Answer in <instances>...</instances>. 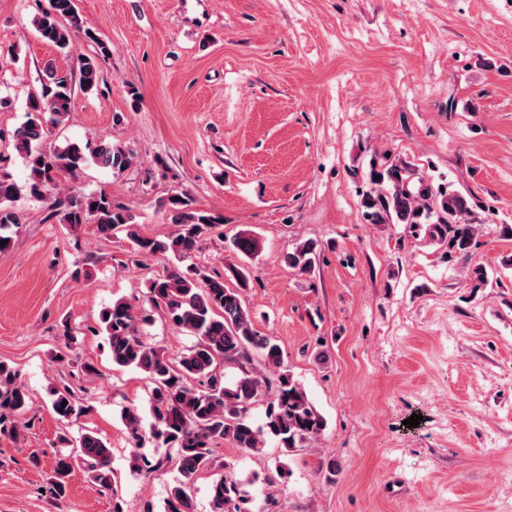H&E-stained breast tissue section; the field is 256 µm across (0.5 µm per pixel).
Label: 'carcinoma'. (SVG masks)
Instances as JSON below:
<instances>
[{
	"label": "carcinoma",
	"mask_w": 512,
	"mask_h": 512,
	"mask_svg": "<svg viewBox=\"0 0 512 512\" xmlns=\"http://www.w3.org/2000/svg\"><path fill=\"white\" fill-rule=\"evenodd\" d=\"M33 26L41 39L62 52L71 48V31L81 28L74 0H50V8L34 17ZM99 53L86 56L80 68L79 88L91 92L103 82L100 59L110 54L109 47L98 42ZM72 83L65 76L51 74V82L42 91L28 96L27 119L12 133L14 149L24 155L29 169V190L35 196L48 195L47 218H56L76 231L86 224L95 225L102 237L121 234L130 252L172 257L176 263L164 268L152 280L147 304L159 311L174 327L197 338L187 352L174 358L163 350L147 345L139 334L132 308L122 299L105 308L108 317H100L95 332L106 337L112 364L138 369L152 384L149 431L142 428L140 415L127 410L125 426L135 441L132 468L150 474L174 462L181 479L164 500L163 512H194L191 484L197 474L217 467L224 469L212 483L211 512H250L246 491L228 466L217 460L216 448L228 442L246 453H257L267 441L275 442L289 456L299 448H309L321 436L325 424L290 370L284 367V355L277 340L259 331L242 300L247 279L237 266L228 267L235 284L228 285L223 274L194 262L203 241L224 223V217L198 210L186 192L174 193L161 201L175 230L164 239L139 233L131 209L114 203L105 192L82 193L57 190V176H75L86 162L83 149L71 143L62 150L46 152L41 143L48 126L60 127L69 118ZM93 159L103 168L121 173L134 161V154L120 143L100 141ZM374 188L363 195V217L369 224H402L414 238H422L446 250L448 257H469L476 225L470 222L473 205L458 192L434 190L428 181L404 162L385 161L371 170ZM19 193L8 174L0 172V252L10 249L13 229L22 223L12 208ZM436 220L428 222L431 215ZM232 250L250 257L258 249V240L241 232L230 241ZM317 242L308 240L284 257L288 267L304 275L313 271ZM275 371L271 378L253 375L254 358ZM236 367L240 375L232 382L224 380L218 367ZM264 400L266 408L261 424L251 420L250 410ZM30 395L17 371L0 361V435L15 441L28 428L24 414ZM53 413L64 422L78 420L90 411L74 388L68 384L50 391ZM167 449L165 456L150 457L139 452L146 438ZM63 450L54 458L49 477L50 493L56 497L66 491L74 467L85 468L91 481L108 490L112 487L111 450L98 433L89 430L72 439L59 438Z\"/></svg>",
	"instance_id": "1"
}]
</instances>
